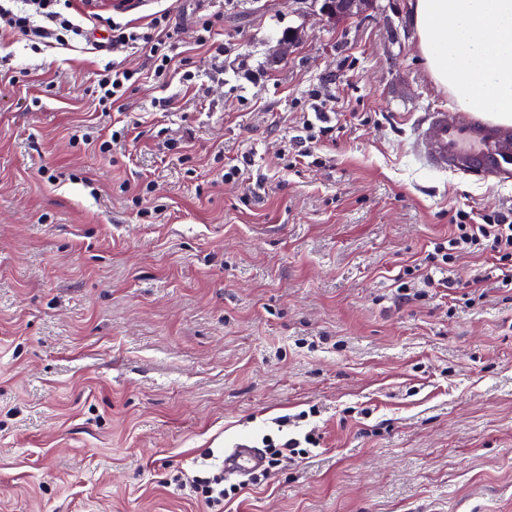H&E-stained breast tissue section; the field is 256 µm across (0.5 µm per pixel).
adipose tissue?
<instances>
[{"instance_id": "ef3b65f1", "label": "adipose tissue", "mask_w": 512, "mask_h": 512, "mask_svg": "<svg viewBox=\"0 0 512 512\" xmlns=\"http://www.w3.org/2000/svg\"><path fill=\"white\" fill-rule=\"evenodd\" d=\"M435 85L464 111L512 118V0H411Z\"/></svg>"}]
</instances>
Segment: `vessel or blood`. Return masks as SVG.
Masks as SVG:
<instances>
[{"label":"vessel or blood","mask_w":512,"mask_h":512,"mask_svg":"<svg viewBox=\"0 0 512 512\" xmlns=\"http://www.w3.org/2000/svg\"><path fill=\"white\" fill-rule=\"evenodd\" d=\"M415 143L419 158L442 171L463 173L477 180L512 177V122L485 112L430 113ZM260 449L241 443L224 454V472L245 476L263 469Z\"/></svg>","instance_id":"1"}]
</instances>
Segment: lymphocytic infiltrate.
Wrapping results in <instances>:
<instances>
[{
	"mask_svg": "<svg viewBox=\"0 0 512 512\" xmlns=\"http://www.w3.org/2000/svg\"><path fill=\"white\" fill-rule=\"evenodd\" d=\"M127 10V5L115 6L105 18L93 9L77 12L71 0H0V34L20 35L34 51L52 43H84L109 53L142 49L152 60L155 77L165 76L180 61L169 13L155 12L147 26L141 27L120 22ZM136 83L135 72L122 63L106 66L96 80L98 105L124 100ZM450 224L447 246L436 247L423 260L425 287H447V272L458 257L482 253L501 261V282L512 285V211L479 221L473 213L458 210Z\"/></svg>",
	"mask_w": 512,
	"mask_h": 512,
	"instance_id": "f902f5d3",
	"label": "lymphocytic infiltrate"
}]
</instances>
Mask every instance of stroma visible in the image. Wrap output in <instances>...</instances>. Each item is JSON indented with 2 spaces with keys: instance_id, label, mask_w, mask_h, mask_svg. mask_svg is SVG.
<instances>
[{
  "instance_id": "1",
  "label": "stroma",
  "mask_w": 512,
  "mask_h": 512,
  "mask_svg": "<svg viewBox=\"0 0 512 512\" xmlns=\"http://www.w3.org/2000/svg\"><path fill=\"white\" fill-rule=\"evenodd\" d=\"M322 6L224 0L207 49L205 0H139L128 19L170 12L191 86L136 49L0 40V512H206L170 473L312 430L306 457L225 475L224 512H512V286L469 299L484 256L448 293L416 269L449 212L512 209V180L415 154L455 106L409 0ZM115 59L140 84L104 112ZM245 156L263 199L222 179Z\"/></svg>"
}]
</instances>
